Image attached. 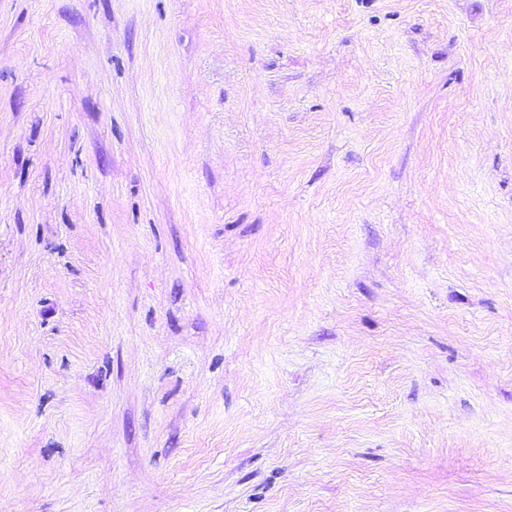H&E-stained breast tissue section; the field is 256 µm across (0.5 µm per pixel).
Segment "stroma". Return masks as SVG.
Returning a JSON list of instances; mask_svg holds the SVG:
<instances>
[{
  "label": "stroma",
  "instance_id": "obj_1",
  "mask_svg": "<svg viewBox=\"0 0 512 512\" xmlns=\"http://www.w3.org/2000/svg\"><path fill=\"white\" fill-rule=\"evenodd\" d=\"M0 512H512V0H0Z\"/></svg>",
  "mask_w": 512,
  "mask_h": 512
}]
</instances>
